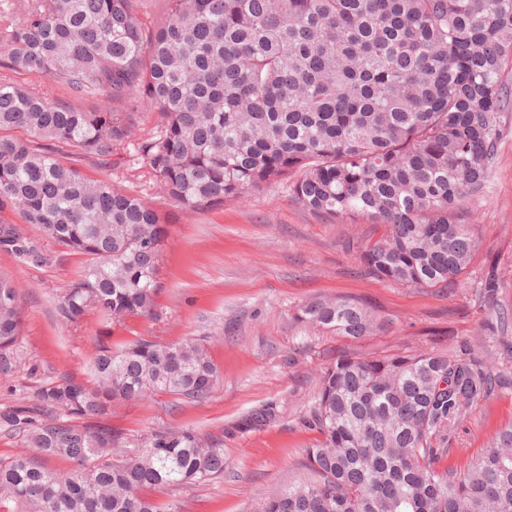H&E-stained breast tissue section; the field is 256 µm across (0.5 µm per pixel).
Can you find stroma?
<instances>
[{
	"label": "stroma",
	"mask_w": 512,
	"mask_h": 512,
	"mask_svg": "<svg viewBox=\"0 0 512 512\" xmlns=\"http://www.w3.org/2000/svg\"><path fill=\"white\" fill-rule=\"evenodd\" d=\"M154 127L145 112L133 137L103 168L78 148L69 164L151 203L164 217L168 240L161 263L163 291L153 315L115 326L90 314L62 325L55 301L83 265L80 255L52 246L54 260L30 266L0 253V275L20 292L24 337L20 368L0 377V409L28 401L45 381L66 376L90 383L100 342L117 346L141 337L206 345L221 377L210 397L196 402L151 394L114 403L110 422L136 450L155 429L182 426L224 441V474L205 484L156 491L171 512H261L272 491L306 478L305 450L318 434L302 423L319 388L323 367L337 353L360 357L445 350L470 341L490 357H503L486 325L494 307L512 310V112L505 114L497 160L483 191L466 203V223L482 239L462 288H404L364 273L353 239L378 236L367 221L313 214L278 181L223 206L196 211L160 197L138 144ZM500 286L494 306L478 303L476 288L488 273ZM347 297L367 307L383 330L358 340L316 330L296 319L299 305ZM275 415L252 418L267 407ZM512 422V389L473 406L450 442L449 464L466 469L491 437Z\"/></svg>",
	"instance_id": "1"
}]
</instances>
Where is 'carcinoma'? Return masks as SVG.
<instances>
[{
    "label": "carcinoma",
    "mask_w": 512,
    "mask_h": 512,
    "mask_svg": "<svg viewBox=\"0 0 512 512\" xmlns=\"http://www.w3.org/2000/svg\"><path fill=\"white\" fill-rule=\"evenodd\" d=\"M145 0H16L0 8V251L45 266L51 240L85 257L55 302L58 320L95 311L121 323L154 312L167 239L158 210L68 165L73 146L108 167L139 114V151L161 195L204 210L288 180L325 217L383 227L356 245L369 275L405 288L462 286L478 238L463 222L497 159L512 112V0H169L145 27ZM24 73L36 83L8 77ZM100 98L88 112L50 99ZM297 319L360 339L381 324L348 298ZM19 293L0 276V376L18 367ZM88 386L61 377L0 410L35 457H0V512H169L148 494L224 474L223 440L153 431L130 455L107 422L112 401L149 392L206 398L220 370L199 340L98 346ZM504 370L468 341L454 350L357 357L324 367L305 424L313 475L263 512H512V423L464 471L440 467L449 434L496 394ZM67 458L61 476L35 458Z\"/></svg>",
    "instance_id": "carcinoma-1"
}]
</instances>
